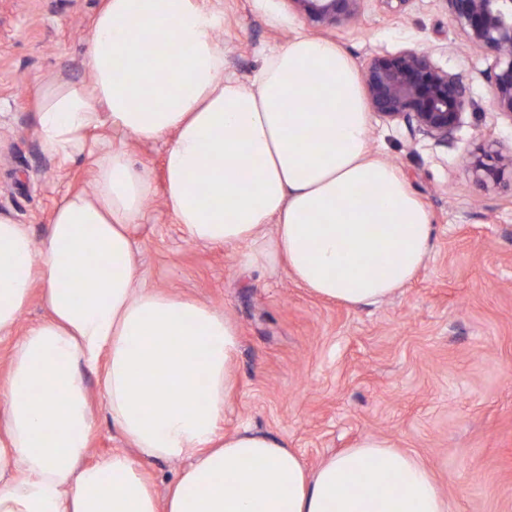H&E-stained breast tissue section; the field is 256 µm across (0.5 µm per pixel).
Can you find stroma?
Segmentation results:
<instances>
[{"mask_svg": "<svg viewBox=\"0 0 512 512\" xmlns=\"http://www.w3.org/2000/svg\"><path fill=\"white\" fill-rule=\"evenodd\" d=\"M218 7L224 71L251 83L272 51L303 33L333 42L357 67L375 54L431 51L461 73L471 105L453 144L371 115L374 155L395 165L435 233L415 278L383 302L349 308L312 295L282 266L251 272L233 250L188 239L163 190L168 140L101 126L88 146H124L153 177L134 225L141 286L225 312L238 326L235 390L221 424L284 438L307 467L372 436L419 456L450 512H512V180L482 186L469 162L488 142L512 145V121L492 105L494 55L470 46L444 0H410L395 15L364 0L355 22L312 26L287 0H198ZM103 0H0V214L35 242L69 193L92 192L89 157L45 150L36 100L57 75L88 82L85 58ZM95 434L91 464L126 444L103 397V367H81Z\"/></svg>", "mask_w": 512, "mask_h": 512, "instance_id": "stroma-1", "label": "stroma"}]
</instances>
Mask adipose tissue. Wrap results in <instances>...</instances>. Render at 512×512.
<instances>
[{"label":"adipose tissue","mask_w":512,"mask_h":512,"mask_svg":"<svg viewBox=\"0 0 512 512\" xmlns=\"http://www.w3.org/2000/svg\"><path fill=\"white\" fill-rule=\"evenodd\" d=\"M221 20L197 0H103L90 83L61 76L41 95L43 146L84 153L99 126L170 138L165 199L189 239L234 250L248 268L284 264L353 308L393 297L424 263L434 226L401 172L370 150L353 58L299 34L245 86L224 73ZM92 164V194L66 195L42 243L0 215V337L33 291L47 309L0 381V512H448L432 471L388 441L362 438L310 470L286 440L220 432L237 326L137 286L130 229L151 201L150 177L120 146ZM100 364L122 438L139 458L184 464L165 495L126 453L83 462L94 425L79 368Z\"/></svg>","instance_id":"adipose-tissue-1"}]
</instances>
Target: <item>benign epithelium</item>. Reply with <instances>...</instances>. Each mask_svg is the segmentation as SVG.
<instances>
[{"label": "benign epithelium", "mask_w": 512, "mask_h": 512, "mask_svg": "<svg viewBox=\"0 0 512 512\" xmlns=\"http://www.w3.org/2000/svg\"><path fill=\"white\" fill-rule=\"evenodd\" d=\"M362 0H289L309 23L333 28L352 22ZM467 42L496 56L487 74L494 109L512 120V0H445ZM361 82L372 111L446 145L463 123L470 105L469 88L456 71L438 66L426 52L405 49L375 55L361 72ZM481 185L499 183L512 173V148L487 146L471 162Z\"/></svg>", "instance_id": "benign-epithelium-1"}]
</instances>
